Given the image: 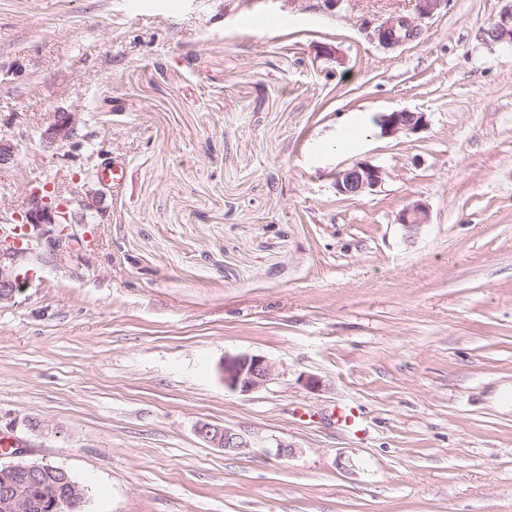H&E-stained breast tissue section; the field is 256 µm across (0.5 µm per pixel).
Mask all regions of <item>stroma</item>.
Returning a JSON list of instances; mask_svg holds the SVG:
<instances>
[{
    "instance_id": "35a3bbf8",
    "label": "stroma",
    "mask_w": 512,
    "mask_h": 512,
    "mask_svg": "<svg viewBox=\"0 0 512 512\" xmlns=\"http://www.w3.org/2000/svg\"><path fill=\"white\" fill-rule=\"evenodd\" d=\"M418 8L0 0V123L27 131L0 210L124 168L85 263L33 262L0 305V465L65 469L80 512H512V49L478 38L500 0ZM266 10L287 24H244ZM393 15L419 38L379 46ZM396 110L429 124L380 135ZM64 111L93 136L45 149ZM365 160L381 185L337 194ZM242 354L274 367L246 395L219 370ZM383 175L382 167L370 161H359L336 172L334 187L339 195L357 197L371 193L379 187ZM428 220L429 209L426 204L421 202L405 208L398 217L399 224L408 233H416L424 224L428 223ZM198 435L209 445L224 450H237L248 447V440L238 431L230 427H218L207 422L197 426Z\"/></svg>"
}]
</instances>
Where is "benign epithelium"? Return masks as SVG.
I'll return each mask as SVG.
<instances>
[{"instance_id":"1","label":"benign epithelium","mask_w":512,"mask_h":512,"mask_svg":"<svg viewBox=\"0 0 512 512\" xmlns=\"http://www.w3.org/2000/svg\"><path fill=\"white\" fill-rule=\"evenodd\" d=\"M503 7L493 19L492 25L479 33L480 40L488 45L512 47V0H502ZM410 31L417 30V25L409 18L389 19L375 32V38L387 48L398 46L389 37V31L397 26ZM377 124L384 136L415 134L428 126L424 112L408 110L386 112ZM86 123L79 112H63L54 117L42 134V141L48 148L55 145L71 143L81 137ZM15 137L0 134V169L14 163L17 146ZM384 171L382 167L369 161H359L340 169L334 176L337 194L357 197L373 192L380 186ZM95 171L84 172L82 180V205L87 210L103 213L98 207V198L103 191L92 188ZM26 220L25 232L28 242L17 246L12 241L0 243V304L14 300L20 286L19 270L33 260L50 257L63 259L85 248L88 232L85 224L73 217L68 205L59 196L48 197L40 190L28 193L24 204ZM429 208L417 202L405 208L399 215V224L409 233H415L428 223ZM224 387L241 394L254 392L270 380L272 365L262 356L239 355L224 359L221 366ZM198 435L209 445L226 450L250 447L249 441L238 431L230 427H218L207 422L197 426ZM61 473L63 469L36 460H20L8 465H0V507L8 512H33L36 504L29 496L28 485L47 473ZM42 505L56 509L66 506L72 512L82 504L80 486L68 482L67 494L59 497V486L47 481L41 487Z\"/></svg>"}]
</instances>
